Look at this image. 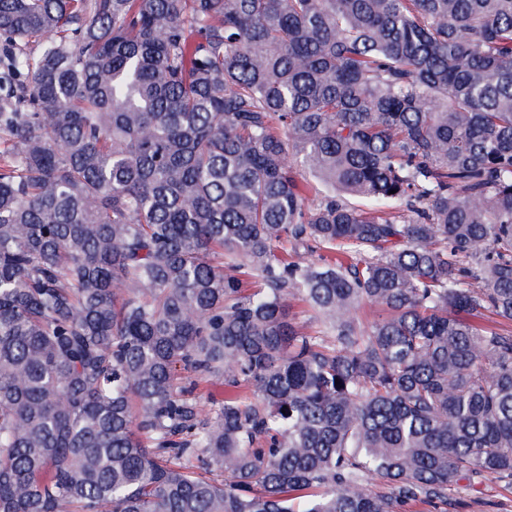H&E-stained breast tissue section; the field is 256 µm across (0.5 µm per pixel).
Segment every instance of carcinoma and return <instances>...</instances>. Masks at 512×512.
<instances>
[{
  "label": "carcinoma",
  "mask_w": 512,
  "mask_h": 512,
  "mask_svg": "<svg viewBox=\"0 0 512 512\" xmlns=\"http://www.w3.org/2000/svg\"><path fill=\"white\" fill-rule=\"evenodd\" d=\"M0 70V512L512 487V0H0Z\"/></svg>",
  "instance_id": "cac0c4a2"
}]
</instances>
